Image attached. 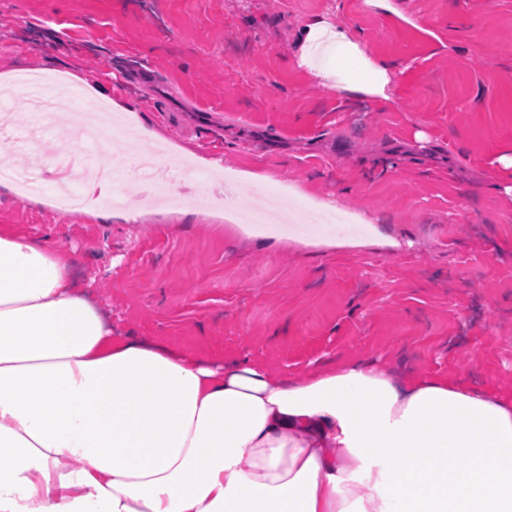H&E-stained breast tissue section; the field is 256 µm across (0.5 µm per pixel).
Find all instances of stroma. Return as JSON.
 Wrapping results in <instances>:
<instances>
[{
    "instance_id": "1",
    "label": "stroma",
    "mask_w": 512,
    "mask_h": 512,
    "mask_svg": "<svg viewBox=\"0 0 512 512\" xmlns=\"http://www.w3.org/2000/svg\"><path fill=\"white\" fill-rule=\"evenodd\" d=\"M0 0V73L71 67L166 146L221 160L237 209L265 191L328 203L394 239L308 247L241 235L216 185L187 207L127 181L109 222L62 220L50 194L0 187V225L74 253L73 276L123 336L302 377L333 361L461 379L512 395V0ZM327 14L393 64L389 105L295 64ZM375 174H366L370 162ZM468 221H456L457 212Z\"/></svg>"
}]
</instances>
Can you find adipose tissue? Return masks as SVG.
I'll return each mask as SVG.
<instances>
[{
    "mask_svg": "<svg viewBox=\"0 0 512 512\" xmlns=\"http://www.w3.org/2000/svg\"><path fill=\"white\" fill-rule=\"evenodd\" d=\"M295 62L387 101L328 16ZM67 250L0 227V512H512V397L362 359L305 377L115 335Z\"/></svg>",
    "mask_w": 512,
    "mask_h": 512,
    "instance_id": "ef3b65f1",
    "label": "adipose tissue"
}]
</instances>
